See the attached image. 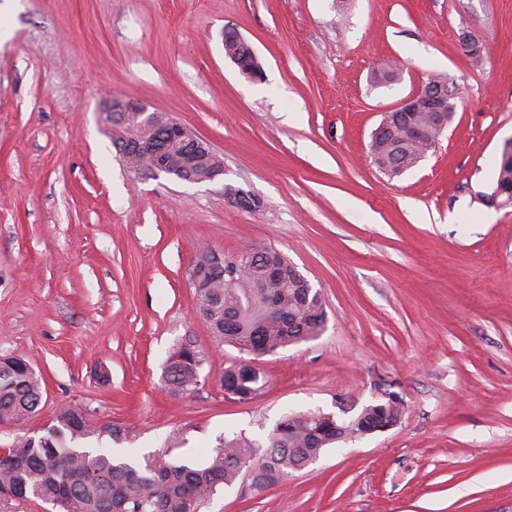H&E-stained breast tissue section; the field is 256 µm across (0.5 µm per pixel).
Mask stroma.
I'll return each mask as SVG.
<instances>
[{"mask_svg":"<svg viewBox=\"0 0 512 512\" xmlns=\"http://www.w3.org/2000/svg\"><path fill=\"white\" fill-rule=\"evenodd\" d=\"M229 30L262 79L226 57ZM387 62L399 78L376 84ZM435 74L454 119L387 176L372 133ZM111 98L208 140L223 176L129 168ZM509 140L512 0H0V356L27 359L43 389L33 416L0 422V449L77 406L129 427L138 455L201 464L224 435L264 447L284 414L395 393L393 429L198 512H512V205L487 201ZM249 245L288 258L327 321L261 357L265 385L240 401L222 377L245 355L197 314L187 273L201 247ZM188 342L200 382L175 396L164 369ZM231 41L235 44V49H229L226 57L234 63L240 73L249 79L257 80L262 76V70L258 62L255 51L251 45L242 38L238 33L234 32ZM243 52V55L240 54Z\"/></svg>","mask_w":512,"mask_h":512,"instance_id":"1","label":"stroma"}]
</instances>
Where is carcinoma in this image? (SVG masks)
<instances>
[{"instance_id":"obj_1","label":"carcinoma","mask_w":512,"mask_h":512,"mask_svg":"<svg viewBox=\"0 0 512 512\" xmlns=\"http://www.w3.org/2000/svg\"><path fill=\"white\" fill-rule=\"evenodd\" d=\"M406 133L401 125L377 147V160H389L391 145ZM269 248L249 247L224 260H239L240 277L233 285L216 281L195 298L197 313L219 340L251 355L257 350L273 354L290 344L314 339L313 332L323 321V305L304 297L292 278L265 281V254ZM262 334L255 335L257 326ZM203 355L191 344L176 349L165 368V386L179 396L198 385ZM261 372L243 361L224 367L222 383L242 396L253 397L261 389ZM42 399L40 378L22 357L0 360V417L23 420L32 416ZM401 402L391 397L370 404L354 417L336 423L323 412L284 415L268 437L263 453L256 443L241 435L224 437L211 450L205 463L190 466L170 454L148 455L141 462L120 461L113 449L78 446L93 435H108L116 444L131 441L129 428L113 423L96 425L78 407L64 408L53 421L47 441L31 446L20 436L0 451V492L11 490L13 497L30 496L46 503H59L58 512H197L201 502L220 487H229L242 477L241 468L254 467L256 491L285 484L288 474L301 470L318 458L336 438L355 437L370 426L397 420Z\"/></svg>"}]
</instances>
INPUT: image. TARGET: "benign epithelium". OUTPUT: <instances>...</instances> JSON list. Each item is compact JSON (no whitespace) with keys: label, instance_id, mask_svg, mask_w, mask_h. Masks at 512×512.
<instances>
[{"label":"benign epithelium","instance_id":"benign-epithelium-1","mask_svg":"<svg viewBox=\"0 0 512 512\" xmlns=\"http://www.w3.org/2000/svg\"><path fill=\"white\" fill-rule=\"evenodd\" d=\"M235 49L227 52V58L234 63L240 73L249 79L257 80L262 70L255 51L239 34H233ZM107 112L113 123V132L117 137L124 136L123 129L133 127L136 149L133 155H141L150 161V170L174 174L178 179L203 183L212 181L224 174V158L214 150L204 138L196 135L190 128L178 123L165 114L149 111L145 106L127 101L114 103ZM404 112H430L432 122L422 129L417 125L408 127L409 134L427 141L426 150H431L439 138L448 130L454 113L448 103V81L445 78L432 79L415 94L404 99L397 107L383 113L381 122L372 134L371 144H376L380 133L399 120ZM288 269L300 284L309 292L313 290L310 282L295 265L278 256V261L269 265L271 274L277 275ZM218 269L224 271V279L232 281L236 275V264L224 263L219 255L198 252L189 270L192 288L209 287V272Z\"/></svg>","mask_w":512,"mask_h":512}]
</instances>
